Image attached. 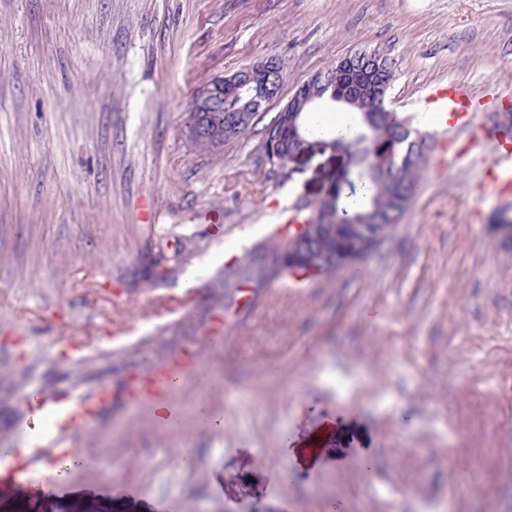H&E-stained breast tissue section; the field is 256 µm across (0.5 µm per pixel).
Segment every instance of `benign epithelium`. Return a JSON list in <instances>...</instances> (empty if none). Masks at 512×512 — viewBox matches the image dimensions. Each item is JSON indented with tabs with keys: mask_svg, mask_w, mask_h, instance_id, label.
Masks as SVG:
<instances>
[{
	"mask_svg": "<svg viewBox=\"0 0 512 512\" xmlns=\"http://www.w3.org/2000/svg\"><path fill=\"white\" fill-rule=\"evenodd\" d=\"M338 67L343 70L344 75L341 84L329 90L327 84L313 78L295 91L284 108L291 117L288 127L295 132L296 139L301 142L300 149L288 156V162L291 164L299 165L326 153L329 154V158H336L332 148L322 141L311 139L305 131L300 129L297 117L302 112L313 111L326 100L347 109L358 103L355 89L359 85L360 76L347 69L345 57L338 61ZM270 72L277 73L278 79H283L281 63L266 59L230 75H216L199 87L188 107L193 115L187 128L188 135L220 144L224 140V115L220 114L218 105L224 102V89L231 88L237 93L242 103L241 111L259 112L271 102L269 87L266 86Z\"/></svg>",
	"mask_w": 512,
	"mask_h": 512,
	"instance_id": "benign-epithelium-1",
	"label": "benign epithelium"
}]
</instances>
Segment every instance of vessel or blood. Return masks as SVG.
Returning a JSON list of instances; mask_svg holds the SVG:
<instances>
[{
  "mask_svg": "<svg viewBox=\"0 0 512 512\" xmlns=\"http://www.w3.org/2000/svg\"><path fill=\"white\" fill-rule=\"evenodd\" d=\"M421 109L430 113L441 129L465 128L471 127L476 113L512 109V98L477 92L466 81L436 82L428 86ZM493 137L497 153L483 177L499 194L508 195L512 193V131L501 129ZM277 214L276 224L268 230L272 237L288 225L306 221L305 214L293 205L280 207ZM198 364V351L185 347L130 376L119 392L105 385L84 391L63 388L49 392L36 385L25 390L18 399L20 418L12 442L0 446V500L24 506L88 498L138 501L139 490L129 483L105 479L83 484L65 473L64 466L115 396L136 406L167 405L164 418L177 425L176 395Z\"/></svg>",
  "mask_w": 512,
  "mask_h": 512,
  "instance_id": "1",
  "label": "vessel or blood"
}]
</instances>
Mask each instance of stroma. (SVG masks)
Returning a JSON list of instances; mask_svg holds the SVG:
<instances>
[{
	"instance_id": "stroma-1",
	"label": "stroma",
	"mask_w": 512,
	"mask_h": 512,
	"mask_svg": "<svg viewBox=\"0 0 512 512\" xmlns=\"http://www.w3.org/2000/svg\"><path fill=\"white\" fill-rule=\"evenodd\" d=\"M361 49L395 61L385 106L433 137L418 191L362 274L279 277L240 304L229 268L269 245L276 202L329 177L318 157L270 166L266 122ZM270 57L284 83L263 121L196 148V89ZM453 78L512 96V0H0V443L30 383L118 390L193 346L179 426L119 400L85 441L145 496L181 512H512V250L490 222L512 196L482 177L491 149L454 161L465 132L421 123L417 100ZM68 339L84 357L65 358ZM329 368L364 383L339 395ZM170 448L192 467L162 465ZM303 448L323 455L306 465Z\"/></svg>"
}]
</instances>
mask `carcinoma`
Returning a JSON list of instances; mask_svg holds the SVG:
<instances>
[{
  "instance_id": "1",
  "label": "carcinoma",
  "mask_w": 512,
  "mask_h": 512,
  "mask_svg": "<svg viewBox=\"0 0 512 512\" xmlns=\"http://www.w3.org/2000/svg\"><path fill=\"white\" fill-rule=\"evenodd\" d=\"M395 62H381L379 81L387 94ZM361 114L366 134L356 132V123L336 128L308 119L309 135L333 141L341 169L336 180L318 198L305 202L307 222L297 231L275 242L271 255L256 259L257 268L244 273L248 282L265 279L263 264L274 268L272 276L284 274L329 276L336 270L361 262L387 235L408 206L418 186L426 162L427 136L412 134L408 125L393 118L381 106ZM379 154L390 153L391 164L377 169L370 163L368 147ZM292 143L279 139L265 141L268 163L284 166Z\"/></svg>"
}]
</instances>
